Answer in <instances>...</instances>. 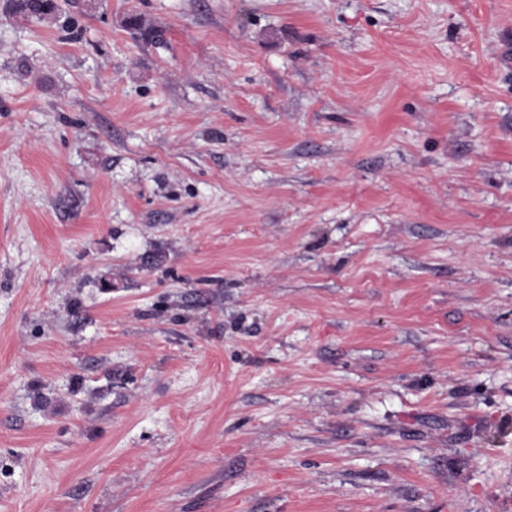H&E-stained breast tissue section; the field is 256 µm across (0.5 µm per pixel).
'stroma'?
Instances as JSON below:
<instances>
[{
    "label": "stroma",
    "instance_id": "obj_1",
    "mask_svg": "<svg viewBox=\"0 0 512 512\" xmlns=\"http://www.w3.org/2000/svg\"><path fill=\"white\" fill-rule=\"evenodd\" d=\"M58 3L0 0V512H512V0Z\"/></svg>",
    "mask_w": 512,
    "mask_h": 512
}]
</instances>
